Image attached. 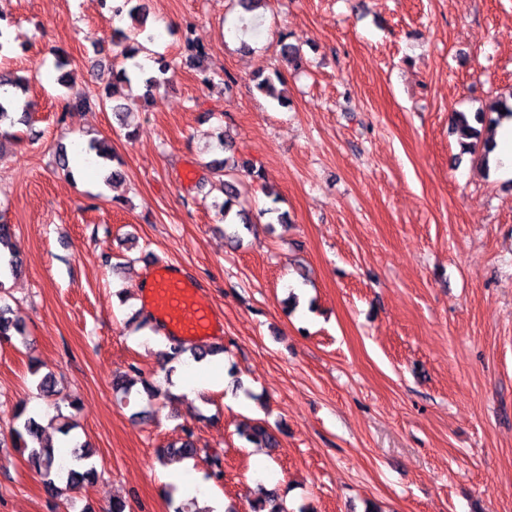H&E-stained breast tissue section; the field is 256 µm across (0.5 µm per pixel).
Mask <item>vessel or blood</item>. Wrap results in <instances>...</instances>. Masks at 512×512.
I'll list each match as a JSON object with an SVG mask.
<instances>
[{
  "label": "vessel or blood",
  "mask_w": 512,
  "mask_h": 512,
  "mask_svg": "<svg viewBox=\"0 0 512 512\" xmlns=\"http://www.w3.org/2000/svg\"><path fill=\"white\" fill-rule=\"evenodd\" d=\"M145 301L172 335L202 340L220 324L203 287L167 262H158L151 274Z\"/></svg>",
  "instance_id": "vessel-or-blood-1"
}]
</instances>
